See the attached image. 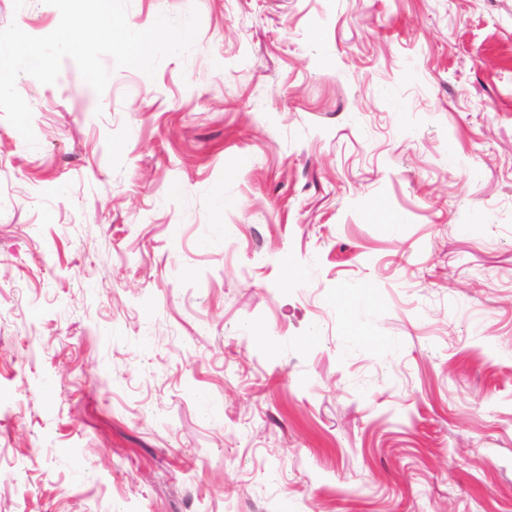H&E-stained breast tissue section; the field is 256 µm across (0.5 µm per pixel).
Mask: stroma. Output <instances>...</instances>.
Segmentation results:
<instances>
[{
	"label": "stroma",
	"instance_id": "35a3bbf8",
	"mask_svg": "<svg viewBox=\"0 0 512 512\" xmlns=\"http://www.w3.org/2000/svg\"><path fill=\"white\" fill-rule=\"evenodd\" d=\"M193 5L0 116V512H512V0Z\"/></svg>",
	"mask_w": 512,
	"mask_h": 512
}]
</instances>
